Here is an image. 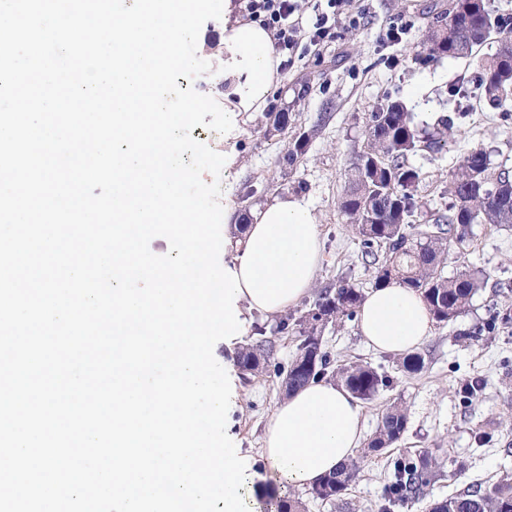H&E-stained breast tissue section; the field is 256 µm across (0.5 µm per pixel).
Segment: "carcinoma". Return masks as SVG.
Instances as JSON below:
<instances>
[{
    "mask_svg": "<svg viewBox=\"0 0 512 512\" xmlns=\"http://www.w3.org/2000/svg\"><path fill=\"white\" fill-rule=\"evenodd\" d=\"M450 15L454 16L455 25L428 31L415 62L428 65L445 57L471 59L483 44L494 40L495 50L481 59L475 81L488 106L502 107L512 94V19L493 15L485 0H451L447 8L436 13L434 23ZM450 127V119L442 117L435 133L426 138L402 101L385 98L368 115L366 144L353 155L360 164H349L348 185L340 200L341 212L354 224L361 239L374 287L398 283L419 292L433 319L443 325L455 321L489 279L478 268L452 277L445 275L448 232L454 229L466 234L474 224L512 226V176L509 170L492 166L490 154L481 147L471 149L459 171L448 180L445 193L454 199L453 205L434 209L422 224L413 223L412 217L418 210L415 192L421 177L408 164V156L423 143L433 151L441 150ZM477 185L490 191L491 201L473 217L471 210L478 205L471 202L468 187ZM362 298L359 288L341 279L324 289L313 306L298 318L280 320L275 332L294 331L304 340L314 338L328 324L343 317H356ZM308 350L305 343H300L298 354L284 371L272 362L271 341L261 340L242 346L238 363L242 371L250 374L271 370L286 373L287 393L329 373L359 400L372 399L386 386V377L368 364H344L329 371L330 355L317 346V360L307 366L304 356ZM406 424L403 409L391 406L382 415L367 452L392 447L403 436ZM434 468L435 462L424 453L394 458V481L388 487V497L408 502L423 496L434 480ZM358 471L359 462L355 459L342 465L311 488V498L337 501ZM270 504L275 512H305V504L295 497H274ZM431 512H512V477L505 476L490 487L477 486L437 501Z\"/></svg>",
    "mask_w": 512,
    "mask_h": 512,
    "instance_id": "obj_1",
    "label": "carcinoma"
}]
</instances>
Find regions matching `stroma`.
Wrapping results in <instances>:
<instances>
[{"instance_id": "35a3bbf8", "label": "stroma", "mask_w": 512, "mask_h": 512, "mask_svg": "<svg viewBox=\"0 0 512 512\" xmlns=\"http://www.w3.org/2000/svg\"><path fill=\"white\" fill-rule=\"evenodd\" d=\"M440 2L347 0L346 18L338 23L333 40L317 50L308 36H301L291 67L282 73L281 87L271 94L268 114L246 112L240 118L237 163L217 180L230 191L242 225L250 210L273 195L310 200L322 253L317 288L342 278L365 291L372 287L361 241L339 200L348 181L349 159L365 145L366 118L385 96L402 100L420 129L433 131L443 116L454 120L444 150H420L409 158L421 173L415 193L421 208L444 206L441 193L448 177L472 147L485 148L493 165L512 171V106L493 110L478 105L480 91L475 87L469 97L451 95V86L461 76L472 75L468 61L445 58L423 67L414 60ZM352 16L359 18V25H349ZM393 23L406 27L401 40L385 37ZM283 110L288 113L287 128L266 136L272 113ZM301 137L308 140L306 151L288 164L285 155ZM475 267L488 273L487 284L455 322L434 325L420 349L425 365L419 373H406L399 355L368 348L356 320L345 319L323 330L322 348L335 364L367 363L390 380L361 404L365 436H372L386 408L395 403L404 408L407 425L392 448L364 459L340 500L308 501L307 512H380L393 478L390 460L401 454H432L438 476L423 497L397 504L390 512H429L435 501L512 476V326L491 334L484 329L495 312L512 309V227L475 224L460 244L450 247L446 275ZM237 377L241 403L230 424L260 489L249 508L263 512L266 491L299 497L305 491L276 483L262 458L267 421L284 393L280 378L271 372L242 371ZM475 378L482 380L483 391L473 403L463 404L460 390Z\"/></svg>"}]
</instances>
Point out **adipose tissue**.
<instances>
[{"mask_svg": "<svg viewBox=\"0 0 512 512\" xmlns=\"http://www.w3.org/2000/svg\"><path fill=\"white\" fill-rule=\"evenodd\" d=\"M224 137L233 139L240 113H260L279 82L281 60L271 34L246 22L233 0H224ZM235 252L232 268L242 292L239 311L279 316L308 295L321 260L319 226L311 203L277 196L249 213L242 237H225ZM358 327L379 352L420 348L433 332L422 297L398 285L371 289L358 313ZM363 434L362 407L343 386L314 382L277 403L264 440L263 456L275 479L313 487L355 456Z\"/></svg>", "mask_w": 512, "mask_h": 512, "instance_id": "ef3b65f1", "label": "adipose tissue"}]
</instances>
